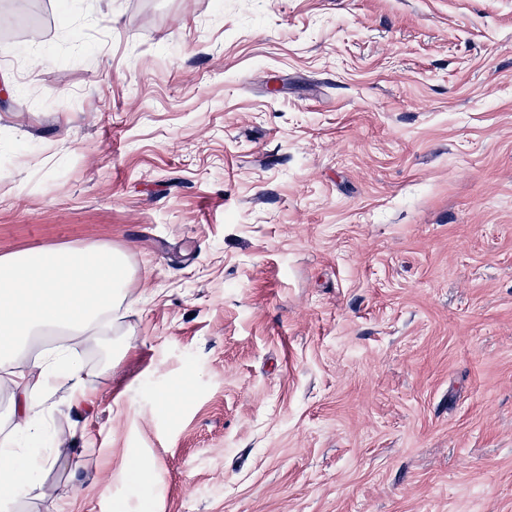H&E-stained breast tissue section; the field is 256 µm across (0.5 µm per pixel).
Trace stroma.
I'll return each instance as SVG.
<instances>
[{
    "instance_id": "stroma-1",
    "label": "stroma",
    "mask_w": 512,
    "mask_h": 512,
    "mask_svg": "<svg viewBox=\"0 0 512 512\" xmlns=\"http://www.w3.org/2000/svg\"><path fill=\"white\" fill-rule=\"evenodd\" d=\"M1 12L0 255L132 270L19 512H512V0Z\"/></svg>"
}]
</instances>
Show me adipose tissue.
<instances>
[{"label":"adipose tissue","instance_id":"obj_1","mask_svg":"<svg viewBox=\"0 0 512 512\" xmlns=\"http://www.w3.org/2000/svg\"><path fill=\"white\" fill-rule=\"evenodd\" d=\"M130 277L124 253L109 248L34 250L0 256V381L12 389L10 414L28 441L43 445L53 409L46 395L69 384L82 398L90 377L72 358L73 348L97 336L99 324L118 313ZM61 327L68 342L32 360L28 371L15 368L20 342L44 329ZM56 465L52 450L27 455L0 454V512L33 491L39 476Z\"/></svg>","mask_w":512,"mask_h":512}]
</instances>
